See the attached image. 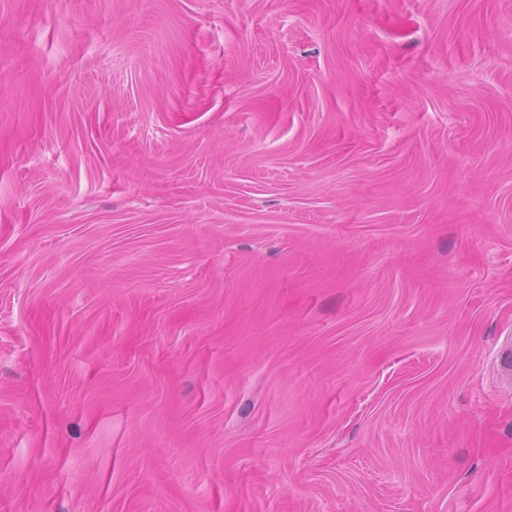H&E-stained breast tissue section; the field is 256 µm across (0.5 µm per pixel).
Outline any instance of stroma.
<instances>
[{
  "label": "stroma",
  "instance_id": "obj_1",
  "mask_svg": "<svg viewBox=\"0 0 512 512\" xmlns=\"http://www.w3.org/2000/svg\"><path fill=\"white\" fill-rule=\"evenodd\" d=\"M512 0H0V512H512Z\"/></svg>",
  "mask_w": 512,
  "mask_h": 512
}]
</instances>
